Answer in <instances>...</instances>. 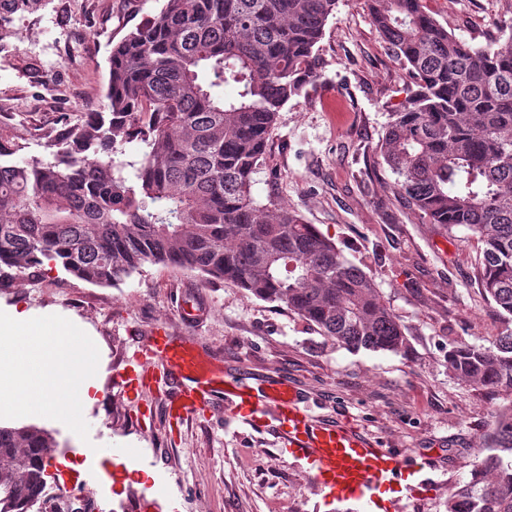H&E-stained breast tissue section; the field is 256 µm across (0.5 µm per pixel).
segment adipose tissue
<instances>
[{"mask_svg": "<svg viewBox=\"0 0 512 512\" xmlns=\"http://www.w3.org/2000/svg\"><path fill=\"white\" fill-rule=\"evenodd\" d=\"M96 349L68 317L0 318V396L17 417L55 414L59 400L92 403L99 388L89 364Z\"/></svg>", "mask_w": 512, "mask_h": 512, "instance_id": "adipose-tissue-1", "label": "adipose tissue"}]
</instances>
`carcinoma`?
<instances>
[{
  "label": "carcinoma",
  "instance_id": "obj_1",
  "mask_svg": "<svg viewBox=\"0 0 512 512\" xmlns=\"http://www.w3.org/2000/svg\"><path fill=\"white\" fill-rule=\"evenodd\" d=\"M426 0H371L410 86L379 147L392 191L429 224L484 248L479 281L512 325V36L489 48L448 32ZM40 0H0V23ZM337 0H166L112 45L101 112L43 129L48 160L0 133V270L60 268L110 286L146 264L196 271L286 306L351 352L404 353L406 328L374 278L275 198L252 196L279 112L315 82ZM233 83L237 95L217 88ZM134 170V179L125 170ZM448 371L512 392V328L448 349ZM447 512H512V401ZM54 437L0 425V490L29 512Z\"/></svg>",
  "mask_w": 512,
  "mask_h": 512
}]
</instances>
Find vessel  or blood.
<instances>
[{
    "label": "vessel or blood",
    "mask_w": 512,
    "mask_h": 512,
    "mask_svg": "<svg viewBox=\"0 0 512 512\" xmlns=\"http://www.w3.org/2000/svg\"><path fill=\"white\" fill-rule=\"evenodd\" d=\"M157 382L168 387L169 405L180 415L197 413L221 398L246 425L275 423L284 449L304 462L318 490L328 497L363 500L376 512H394L402 498L421 495L429 486L415 454L385 448L351 422L315 420L288 383L253 394L225 372L211 351L191 337L169 335L162 326L127 358L117 385L138 395Z\"/></svg>",
    "instance_id": "obj_1"
}]
</instances>
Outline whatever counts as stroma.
Segmentation results:
<instances>
[{
  "mask_svg": "<svg viewBox=\"0 0 512 512\" xmlns=\"http://www.w3.org/2000/svg\"><path fill=\"white\" fill-rule=\"evenodd\" d=\"M164 4L40 0L34 11L11 16L0 34V128L24 143L25 155L48 158L37 128L102 111L113 44ZM428 8L477 47L512 27V0H429ZM317 53L321 76L280 112L252 193L299 212L372 274L410 348L348 352L286 307L162 265H144L110 286L60 269L39 277L0 271V313L67 316L99 348L102 391L82 409L81 429L65 415L40 423L84 460L74 474L47 468V484L66 485L92 512H370L316 491L273 429L242 424L224 407L181 420L162 392H121L116 376L126 358L160 325L214 350L225 370L254 389L288 381L313 415L348 420L385 447L431 457L419 510L401 502L397 512H446L449 488L467 478L493 427V408L512 402V393L448 371L450 344L486 345L507 325L481 290L482 243L405 208L390 190L393 175L375 162L410 77L388 53L367 0H338ZM98 447L132 448L136 456L106 468Z\"/></svg>",
  "mask_w": 512,
  "mask_h": 512,
  "instance_id": "35a3bbf8",
  "label": "stroma"
}]
</instances>
